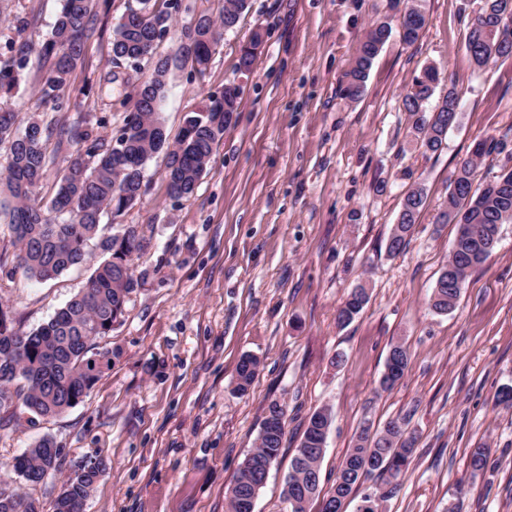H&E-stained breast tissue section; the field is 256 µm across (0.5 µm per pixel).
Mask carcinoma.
Masks as SVG:
<instances>
[{
  "instance_id": "carcinoma-1",
  "label": "carcinoma",
  "mask_w": 512,
  "mask_h": 512,
  "mask_svg": "<svg viewBox=\"0 0 512 512\" xmlns=\"http://www.w3.org/2000/svg\"><path fill=\"white\" fill-rule=\"evenodd\" d=\"M93 2L63 0L50 39L38 47V58L48 64L39 89L40 100L53 113L30 123L20 134L15 127L16 113L0 104V145L8 144L5 165L0 168V192L10 197L9 204H0V216L7 219L5 226L14 248L11 259L8 249L0 250V265L10 260L27 277L47 281L84 262L88 244L96 238L101 254L86 287L38 329L22 332L12 316L0 318V412L11 418L16 417L19 407L42 419L61 415L79 404L101 378L102 372L94 369L97 360H106L110 368L120 357L119 350L101 348L97 341L123 321L126 304L141 286L132 256L144 247V240L132 227L99 237L101 217H119L142 200L146 163L159 152L166 155L168 196L190 198L206 173L215 145L224 136V128L237 119L242 95L233 84L209 93L203 108L188 113L177 137L170 139L161 116L169 62L156 55V47L169 32L172 15L189 7L182 6L181 0H134L112 29L111 62H125L139 74L120 133L106 144L93 135L89 121H69L56 115L62 108L60 92L70 86L86 43L97 32ZM248 7V0H224L219 20L201 15L195 25L184 26V57L198 71H204L224 32L237 26ZM506 19L512 20V0H484L479 14L471 20L465 48L476 68L496 58L512 57V38L500 39V24ZM426 23L420 5L406 7L400 19L402 41L416 43ZM391 34V22L378 20L360 41L348 73V98L361 97L373 63ZM260 46L259 33L254 31L240 46L239 71L251 70ZM24 61L26 57L22 56L0 63V94L15 87V69ZM439 82L437 68L429 66L412 79L402 99L411 141L425 155L443 149L448 131L459 119V95L452 85L435 108H427ZM507 147V143L493 137L474 146L470 157L454 172L448 202L437 223L481 228L491 224L498 229L512 222V174H502L482 188L475 185V160L501 153ZM64 149L68 150L65 156L61 155ZM56 165L57 188L44 203L38 198L37 187L48 169ZM424 204L423 187L405 194L398 222L387 239L389 254H399L406 248ZM493 249L492 242L481 235H456L448 264L429 299L430 308L441 314L455 308L467 273L485 263ZM368 302L367 288H354L337 308V323H351ZM394 358L400 363L399 378L391 382L382 378L384 390L393 389L409 370L411 358L406 348L391 347L388 359ZM259 370L257 357L242 355L234 391L246 394ZM279 418H286V410L274 400L264 409L258 444L245 457L229 490L230 512H251L249 504L256 501L266 481L256 466L272 465L283 445L285 425L275 424ZM331 423L327 408L314 411L308 418L284 483L288 512H308V504L314 500H349L372 475L375 487L362 493L359 509L381 512L383 504L400 492V478L413 461L417 437L396 426V419L387 421L371 438L364 432L358 434L334 484L325 491L320 466ZM63 465L61 449L55 448L51 438L43 437L14 458L12 470L20 481L36 485L62 471ZM107 467V461L99 458L80 473L70 470L55 499L54 512H71V503L85 504ZM0 512L41 510L39 502L29 495L0 490Z\"/></svg>"
}]
</instances>
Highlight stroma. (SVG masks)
<instances>
[{"label":"stroma","mask_w":512,"mask_h":512,"mask_svg":"<svg viewBox=\"0 0 512 512\" xmlns=\"http://www.w3.org/2000/svg\"><path fill=\"white\" fill-rule=\"evenodd\" d=\"M427 18L412 46L392 36L376 58L359 100L345 96L355 49L371 24L399 21L390 0H250L226 32L205 72L181 53L179 31L190 16H218L224 0H185L158 46L173 58L162 112L170 135L208 92L242 88L235 123L225 129L195 193L167 196L166 158L145 169L146 194L103 235L137 229L134 254L142 284L121 325L104 338L121 351L90 394L50 419L0 428V488L17 490L15 456L43 437L66 464L108 463L85 512H228V489L260 432L273 400L287 411L286 435L254 512H287L282 490L312 412H332L323 487L363 425L402 418L418 437L400 493L383 512H512V407L496 402L512 384V223L484 266L472 272L456 308L428 306L448 262L456 227L441 224L458 164L484 138L512 145V57L472 66L465 50L482 0H416ZM128 0H106L98 16L106 34L89 42L64 89L66 117L86 118L109 140L121 128L125 96L137 75L111 62L109 29ZM62 0H0V59L22 42L48 39ZM31 22L17 36L16 22ZM267 32L251 71L237 69L251 31ZM428 65L440 90L455 86L458 125L444 149L426 156L410 143L402 98ZM45 70L29 56L8 104L19 126L46 113L38 87ZM89 85V96L75 95ZM384 192H377L378 183ZM427 199L400 254L385 252L405 193ZM100 258L55 279L26 278L0 267V306L30 332L85 287ZM370 300L347 327L336 309L357 285ZM411 354L408 373L382 390L391 344ZM261 361L248 395L233 391L242 354ZM489 451L473 475L472 449Z\"/></svg>","instance_id":"stroma-1"}]
</instances>
